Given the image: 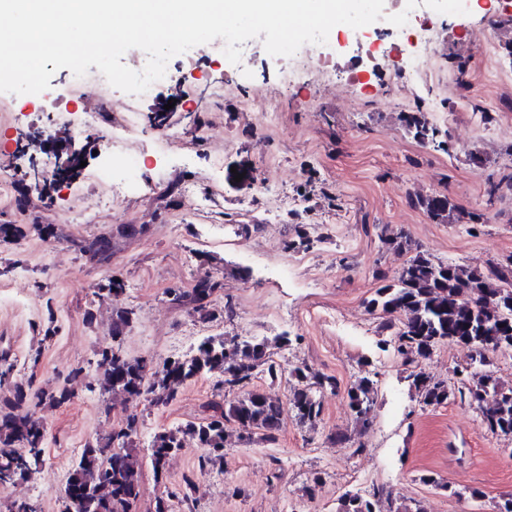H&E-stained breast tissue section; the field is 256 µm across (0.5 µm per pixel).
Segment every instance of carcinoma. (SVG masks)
Wrapping results in <instances>:
<instances>
[{"label":"carcinoma","instance_id":"obj_1","mask_svg":"<svg viewBox=\"0 0 512 512\" xmlns=\"http://www.w3.org/2000/svg\"><path fill=\"white\" fill-rule=\"evenodd\" d=\"M405 127L414 137L436 141L438 130L409 114ZM428 216L457 221L455 205L448 197L427 195L416 200ZM77 247L96 264L112 259V238L107 235L81 241ZM223 285L208 277L197 280L189 291L175 289L173 301L191 307L203 321L216 316L214 294ZM122 292V284L108 276L97 284L95 294L102 299ZM371 313L383 319L386 329L394 330L393 347L408 362L426 359L433 348L452 340L471 348L482 366L489 365V355L512 350V261L489 268L484 273L461 265L437 262L417 252L401 272L380 286L368 302ZM131 323L130 313L115 311L112 316V341L117 342ZM286 335L230 339L211 336L196 351L183 358L160 363L142 358H128L113 349H102L96 361L97 381L131 399H144L154 406L174 402L190 381L212 375L228 391L238 390L234 398L218 395L204 405L208 416L157 434L152 441L151 464L157 482H164L168 459L192 445L201 450L198 471L204 475L224 458L227 425L232 424L248 437L275 440L285 411H292L302 422L315 423L321 416V402L315 398L319 389L337 388L336 378L312 370L304 364L294 368L296 384L287 401L273 398L249 385L254 372L262 369L272 380L278 378L279 366L272 351L288 348ZM413 385L422 403L438 407L448 403L452 392L448 385L423 371L412 374ZM73 384L65 383L54 391L32 390V380L9 383L5 404L0 412V475H5L0 491L30 477L44 463L47 431L39 408L48 403L61 404L71 396ZM373 381L362 377L347 389L348 405L355 418L364 423L373 406ZM460 397L482 408L483 424L493 435L512 436V388L500 386L494 373L486 370ZM491 407L483 408L488 395ZM139 431V418L130 413L106 437L89 443L73 468L64 489L63 512H131V504L140 495L142 460L133 448ZM340 512H424L393 506L380 491L344 497Z\"/></svg>","mask_w":512,"mask_h":512}]
</instances>
